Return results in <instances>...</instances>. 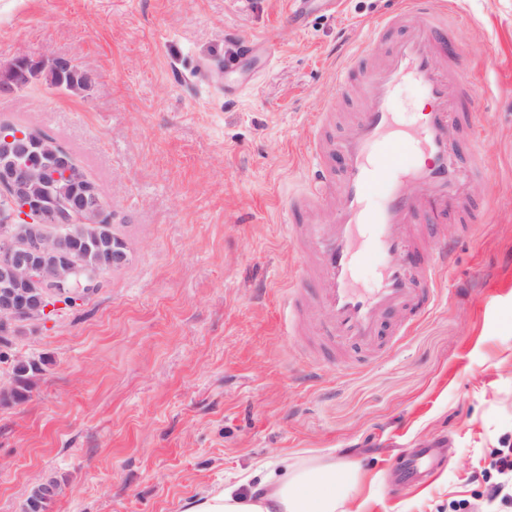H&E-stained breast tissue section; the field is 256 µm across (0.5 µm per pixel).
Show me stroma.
<instances>
[{
  "instance_id": "stroma-1",
  "label": "stroma",
  "mask_w": 512,
  "mask_h": 512,
  "mask_svg": "<svg viewBox=\"0 0 512 512\" xmlns=\"http://www.w3.org/2000/svg\"><path fill=\"white\" fill-rule=\"evenodd\" d=\"M395 0H0V73L70 58L71 91L39 79L0 120L64 143L97 182L126 260L79 305L16 323L14 362L44 360L29 398L0 399V512H185L261 463L365 466L362 512H448L512 442V0H457L459 80L475 92L486 166L472 235L407 343L348 370L288 333L300 263L288 201L308 183L345 47ZM278 44L276 58L264 46ZM244 86L235 100L225 86ZM440 461L395 480L413 449Z\"/></svg>"
}]
</instances>
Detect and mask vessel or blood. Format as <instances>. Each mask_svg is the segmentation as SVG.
<instances>
[{
	"label": "vessel or blood",
	"instance_id": "1",
	"mask_svg": "<svg viewBox=\"0 0 512 512\" xmlns=\"http://www.w3.org/2000/svg\"><path fill=\"white\" fill-rule=\"evenodd\" d=\"M448 16L446 0H399L368 25L336 69L338 88L361 84L363 105L336 139L326 135L332 112L318 115L309 185L291 204L301 259L288 289L292 335L301 333L309 278L317 282L312 299L328 316L320 335L364 356L404 343L438 299L452 245L434 235L433 224L467 202L483 155L480 133L463 131L474 94L456 79L459 53ZM386 38L387 53L364 69L371 46ZM407 82L426 103L411 124L394 110ZM331 205L332 222L310 220L312 211ZM394 313L401 320L392 325ZM434 465L433 449L412 452L400 469L402 483H419Z\"/></svg>",
	"mask_w": 512,
	"mask_h": 512
}]
</instances>
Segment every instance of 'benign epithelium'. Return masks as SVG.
I'll return each mask as SVG.
<instances>
[{
	"label": "benign epithelium",
	"instance_id": "benign-epithelium-1",
	"mask_svg": "<svg viewBox=\"0 0 512 512\" xmlns=\"http://www.w3.org/2000/svg\"><path fill=\"white\" fill-rule=\"evenodd\" d=\"M0 259L8 279L0 286V325L16 320H41L70 292L83 274L77 262L48 267L33 256L51 250L70 224H103L106 207L100 196L85 190L86 174L77 169L68 150L37 134L0 135ZM65 171L67 182L53 183L51 168Z\"/></svg>",
	"mask_w": 512,
	"mask_h": 512
}]
</instances>
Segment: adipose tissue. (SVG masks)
I'll return each instance as SVG.
<instances>
[{"label": "adipose tissue", "mask_w": 512, "mask_h": 512, "mask_svg": "<svg viewBox=\"0 0 512 512\" xmlns=\"http://www.w3.org/2000/svg\"><path fill=\"white\" fill-rule=\"evenodd\" d=\"M359 475L354 463L315 461L288 468L246 493L236 484L212 488L187 512H350Z\"/></svg>", "instance_id": "1"}]
</instances>
